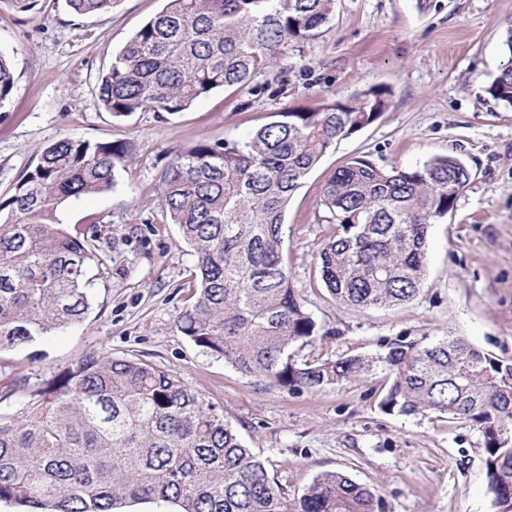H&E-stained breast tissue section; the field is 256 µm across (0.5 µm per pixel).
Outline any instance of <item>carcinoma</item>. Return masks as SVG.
Masks as SVG:
<instances>
[{"label": "carcinoma", "mask_w": 512, "mask_h": 512, "mask_svg": "<svg viewBox=\"0 0 512 512\" xmlns=\"http://www.w3.org/2000/svg\"><path fill=\"white\" fill-rule=\"evenodd\" d=\"M114 0H67L83 17ZM334 0H167L112 55L98 81L114 117L187 109L219 88L269 71L291 42L330 20ZM14 86L0 54V109ZM512 106V67L489 86ZM388 107L374 87L283 111L243 141H199L161 177L158 202L196 258L194 301L177 318L195 346L245 376L315 391L375 369L390 384L387 414L431 412L472 425L483 438L495 512H512V361L460 336L397 340L368 356L292 358L317 325L283 259L293 193L336 143ZM124 141L70 137L48 145L0 198V350L84 321L89 269L103 263L82 232L59 219L71 197L104 193L130 160ZM452 155L386 171L357 158L322 187L320 205L336 233L318 252L321 280L336 302L386 309L413 300L426 268L431 224L470 183ZM0 501L26 512H118L164 501L176 512H376L374 493L324 472L289 501L263 460L224 415L170 372L91 353L36 386L18 377L0 390Z\"/></svg>", "instance_id": "carcinoma-1"}]
</instances>
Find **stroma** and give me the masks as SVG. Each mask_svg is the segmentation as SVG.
Instances as JSON below:
<instances>
[{
	"instance_id": "obj_1",
	"label": "stroma",
	"mask_w": 512,
	"mask_h": 512,
	"mask_svg": "<svg viewBox=\"0 0 512 512\" xmlns=\"http://www.w3.org/2000/svg\"><path fill=\"white\" fill-rule=\"evenodd\" d=\"M163 6L114 0L109 13L77 17L66 0H41L30 14L0 0V53L14 73L0 109V197L58 139L132 146L110 191L59 209L68 226H101L104 262L91 271V312L82 324L1 353L0 386L23 375L49 378L91 352L140 360L173 372L222 412L287 498L300 497L317 475L340 471L375 492L379 512H494L479 431L433 413H384L386 373L317 391L284 388L190 342L177 317L193 300L196 260L157 192L167 164L196 141L242 140L274 113L382 89L383 115L338 141L288 204L283 255L321 330L301 354L368 355L399 339L452 335L512 359V108L488 92L512 65L502 44L512 0H430L423 11L416 0H335L329 23L289 44L275 73L215 90L175 114L113 117L96 95L98 77ZM448 153L472 179L430 228L418 295L388 309L336 304L315 273L334 231L320 203L325 180L357 157L407 170Z\"/></svg>"
}]
</instances>
